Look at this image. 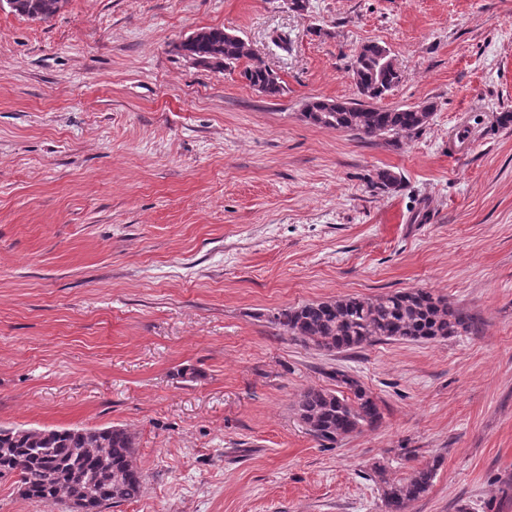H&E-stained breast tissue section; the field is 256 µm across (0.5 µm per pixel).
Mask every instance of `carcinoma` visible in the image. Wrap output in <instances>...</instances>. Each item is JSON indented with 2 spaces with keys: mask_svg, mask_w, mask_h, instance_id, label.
<instances>
[{
  "mask_svg": "<svg viewBox=\"0 0 512 512\" xmlns=\"http://www.w3.org/2000/svg\"><path fill=\"white\" fill-rule=\"evenodd\" d=\"M64 4L65 0H13L10 11L45 21ZM179 49L192 62L220 71L251 56L245 40L221 28L201 29L194 39L181 42ZM389 58L386 47L376 42L363 44L353 56L350 70L357 92L365 100L338 102L335 111L326 112L324 100L314 99L305 104L309 109L305 119L361 138L421 131L432 106H377L399 82V71L387 63ZM240 75L267 96L284 92L281 78L261 64L245 66ZM273 321L288 335L327 352L388 340L446 341L477 331L474 316L425 289L308 302L280 310ZM330 379L336 381L338 390L310 388L296 404V414L306 430L324 447L381 419L377 400L357 378L335 371ZM134 454V438L121 426L94 430L0 426V480L16 477L23 497L48 505L83 503L90 512H102L107 506L137 498L143 473ZM375 473L382 484L385 512H405L411 501L428 492L436 466L416 470L405 483L389 481L381 466Z\"/></svg>",
  "mask_w": 512,
  "mask_h": 512,
  "instance_id": "carcinoma-1",
  "label": "carcinoma"
}]
</instances>
